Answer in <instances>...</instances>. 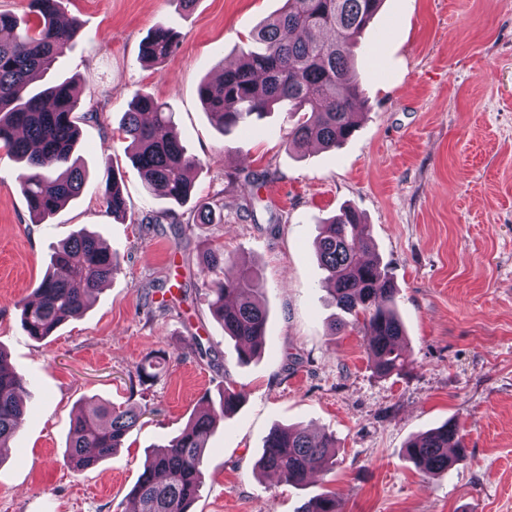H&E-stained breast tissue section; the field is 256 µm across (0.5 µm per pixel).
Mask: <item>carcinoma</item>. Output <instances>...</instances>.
Segmentation results:
<instances>
[{
    "mask_svg": "<svg viewBox=\"0 0 512 512\" xmlns=\"http://www.w3.org/2000/svg\"><path fill=\"white\" fill-rule=\"evenodd\" d=\"M382 0H285L281 12L251 35L241 60L224 69L223 79L205 81L199 97L214 124L231 133L248 118H264L275 106L304 113L286 145L301 149L311 142L336 148L355 130V111L366 92L354 67L358 39ZM63 0H30L24 17L0 11V143L7 154L24 162L19 177L35 223L54 214L79 195L84 171L73 149L78 136V100L71 81L44 90L32 88L53 70L79 31L77 20L58 25ZM176 48V35L156 26L142 46L147 62H162ZM172 113L149 94H138L124 112L121 130L130 140L129 157L139 170L147 193H159L178 205L194 190L189 173L200 161L187 153L171 132ZM106 208L115 217L127 216V202L118 177L106 180ZM318 263L336 307L363 321L366 344L375 371L399 375L408 362L399 344L405 331L395 311L397 289L373 257L369 225L353 209H344L322 224L316 242ZM224 250L207 249L200 259L208 274L226 264ZM119 256L93 234L81 231L54 253L34 299L21 305V322L28 336L42 341L68 318L81 314L100 284L112 279ZM257 269L246 266L234 280L209 284L215 319L236 342L238 359L260 354L267 312L256 300ZM0 349V452L9 447L25 420L22 394L26 380L6 367ZM208 410L194 415L176 436L147 455L131 491L136 512H191L204 482L209 437L217 421L231 414L241 393L225 386ZM145 410L97 406L72 421L64 457L78 473L112 457L137 425ZM333 435H313L295 427L273 429L264 440L258 462L262 471L284 475L295 487L307 485L311 473L328 467L327 449ZM407 456L426 473L445 471L467 458L458 428L446 422L409 442ZM300 512H339L330 491L309 498Z\"/></svg>",
    "mask_w": 512,
    "mask_h": 512,
    "instance_id": "cac0c4a2",
    "label": "carcinoma"
}]
</instances>
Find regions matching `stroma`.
I'll list each match as a JSON object with an SVG mask.
<instances>
[{
	"mask_svg": "<svg viewBox=\"0 0 512 512\" xmlns=\"http://www.w3.org/2000/svg\"><path fill=\"white\" fill-rule=\"evenodd\" d=\"M283 4L197 0L188 12L179 0H65L80 29L55 71L77 86L81 193L33 223L23 166L0 148V346L28 382L24 426L0 457V512H128L149 446L226 385L243 401L209 439L195 512H298L325 489L341 512H512V0H383L356 55L367 100L354 134L301 152L286 147L297 116L277 110L225 136L198 94ZM159 24L177 48L152 64L141 47ZM137 93L172 109L214 223L144 191L119 129ZM111 170L125 220L105 211ZM346 206L369 224L397 288L409 362L399 375L376 373L361 325L330 331L341 312L314 248L321 222ZM82 229L120 269L82 316L34 341L20 304ZM215 246L233 259L223 276L240 260L261 276L264 348L245 364L203 284L199 260ZM201 344L215 359L199 357ZM158 350L156 380L139 382L138 366ZM103 402L149 413L112 458L75 473L64 460L71 421ZM449 420L467 460L419 470L407 443ZM277 424L332 434V468L302 489L260 473Z\"/></svg>",
	"mask_w": 512,
	"mask_h": 512,
	"instance_id": "35a3bbf8",
	"label": "stroma"
}]
</instances>
